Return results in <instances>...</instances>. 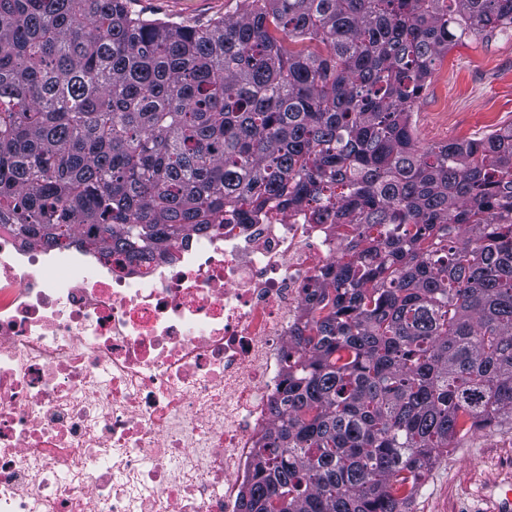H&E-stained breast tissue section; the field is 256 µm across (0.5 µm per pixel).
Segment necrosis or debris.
<instances>
[{
    "mask_svg": "<svg viewBox=\"0 0 512 512\" xmlns=\"http://www.w3.org/2000/svg\"><path fill=\"white\" fill-rule=\"evenodd\" d=\"M223 221L132 263L0 229V512H239L351 230Z\"/></svg>",
    "mask_w": 512,
    "mask_h": 512,
    "instance_id": "4bbe7bcc",
    "label": "necrosis or debris"
}]
</instances>
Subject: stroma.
Listing matches in <instances>:
<instances>
[{
  "label": "stroma",
  "instance_id": "stroma-1",
  "mask_svg": "<svg viewBox=\"0 0 512 512\" xmlns=\"http://www.w3.org/2000/svg\"><path fill=\"white\" fill-rule=\"evenodd\" d=\"M147 18L188 24L239 12L242 0H134ZM420 145L473 138L512 123V36L459 43L438 60L414 109ZM489 484L512 485V422L460 439L425 471L407 512H487Z\"/></svg>",
  "mask_w": 512,
  "mask_h": 512
}]
</instances>
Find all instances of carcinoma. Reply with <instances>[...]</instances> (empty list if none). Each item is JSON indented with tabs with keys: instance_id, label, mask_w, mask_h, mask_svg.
<instances>
[{
	"instance_id": "obj_1",
	"label": "carcinoma",
	"mask_w": 512,
	"mask_h": 512,
	"mask_svg": "<svg viewBox=\"0 0 512 512\" xmlns=\"http://www.w3.org/2000/svg\"><path fill=\"white\" fill-rule=\"evenodd\" d=\"M0 0V228L132 262L226 211L355 226L322 275L242 512H404L512 420V124L420 148L435 63L512 0ZM132 3L144 17L188 24L235 14L243 7L242 0H136Z\"/></svg>"
}]
</instances>
